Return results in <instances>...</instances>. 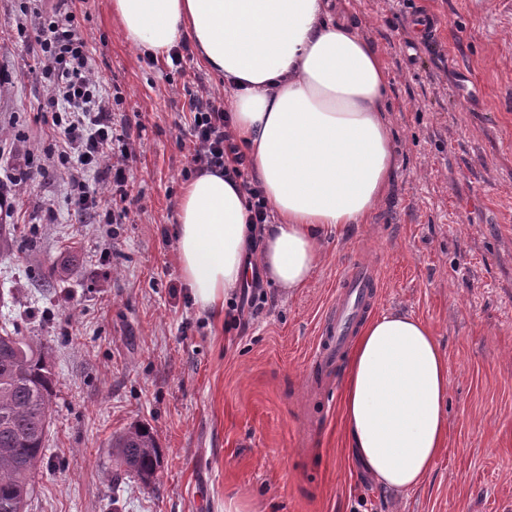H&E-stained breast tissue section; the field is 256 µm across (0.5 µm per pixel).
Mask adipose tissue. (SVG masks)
Returning <instances> with one entry per match:
<instances>
[{
    "label": "adipose tissue",
    "mask_w": 512,
    "mask_h": 512,
    "mask_svg": "<svg viewBox=\"0 0 512 512\" xmlns=\"http://www.w3.org/2000/svg\"><path fill=\"white\" fill-rule=\"evenodd\" d=\"M126 40L153 54L190 41L224 80L232 132L273 214L256 264L240 181L202 172L180 198L183 278L221 313L253 271L280 291L306 287L326 227L369 223L396 170L378 51L341 0H112ZM448 357L432 329L397 309L367 322L342 398L350 451L393 494L420 486L448 440Z\"/></svg>",
    "instance_id": "ef3b65f1"
}]
</instances>
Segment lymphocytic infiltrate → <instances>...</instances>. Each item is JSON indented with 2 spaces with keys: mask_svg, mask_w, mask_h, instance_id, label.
Returning a JSON list of instances; mask_svg holds the SVG:
<instances>
[{
  "mask_svg": "<svg viewBox=\"0 0 512 512\" xmlns=\"http://www.w3.org/2000/svg\"><path fill=\"white\" fill-rule=\"evenodd\" d=\"M76 0H55L49 15L35 14L31 31L39 47L38 63L49 79V92L42 105L59 137L57 158L75 174L76 190L70 205L77 213H94L101 207L127 218L129 195L123 187L124 172L131 156L129 145L140 132L139 116L126 117L122 126L112 118V95L97 78L90 62L87 40L75 23ZM189 156L201 171H222L241 180L249 197L250 223H268V204L258 185L252 183L244 156L235 142L230 117L208 88L191 98ZM113 178L112 196L101 198L89 185V177Z\"/></svg>",
  "mask_w": 512,
  "mask_h": 512,
  "instance_id": "f902f5d3",
  "label": "lymphocytic infiltrate"
}]
</instances>
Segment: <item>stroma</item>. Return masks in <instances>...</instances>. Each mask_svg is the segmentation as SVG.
I'll return each mask as SVG.
<instances>
[{
	"label": "stroma",
	"mask_w": 512,
	"mask_h": 512,
	"mask_svg": "<svg viewBox=\"0 0 512 512\" xmlns=\"http://www.w3.org/2000/svg\"><path fill=\"white\" fill-rule=\"evenodd\" d=\"M347 3L389 73L397 170L370 223L326 230L307 287L262 284L240 328L195 306L175 236L196 174L180 145L190 92L223 94V80L193 55L182 76L148 65L112 0H86L76 23L94 71L116 119L139 113L144 130L126 171L137 210L120 224L103 210L78 219L66 170L40 173L49 83L17 31L30 2L0 0V222L20 235L0 254V323L45 343L57 379L27 512H512V0ZM353 258L380 270L378 312H413L448 357L447 445L398 496L347 447L343 381L309 380ZM136 424L164 454L148 487L112 479L111 439Z\"/></svg>",
	"instance_id": "obj_1"
}]
</instances>
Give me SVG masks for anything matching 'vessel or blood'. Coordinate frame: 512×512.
<instances>
[{
	"mask_svg": "<svg viewBox=\"0 0 512 512\" xmlns=\"http://www.w3.org/2000/svg\"><path fill=\"white\" fill-rule=\"evenodd\" d=\"M379 278L376 267L366 261L351 262L342 269L336 299L324 315L322 335L309 360L312 380L333 370L347 354L361 319L377 304Z\"/></svg>",
	"mask_w": 512,
	"mask_h": 512,
	"instance_id": "vessel-or-blood-1",
	"label": "vessel or blood"
}]
</instances>
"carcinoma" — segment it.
<instances>
[{
    "mask_svg": "<svg viewBox=\"0 0 512 512\" xmlns=\"http://www.w3.org/2000/svg\"><path fill=\"white\" fill-rule=\"evenodd\" d=\"M56 374L43 344L17 326L0 327V512H15L34 491L55 396ZM113 475L135 474L150 485L163 464L152 430L139 424L112 441Z\"/></svg>",
    "mask_w": 512,
    "mask_h": 512,
    "instance_id": "carcinoma-1",
    "label": "carcinoma"
}]
</instances>
